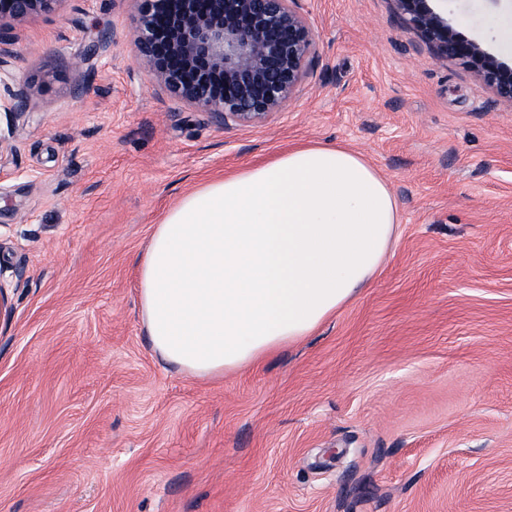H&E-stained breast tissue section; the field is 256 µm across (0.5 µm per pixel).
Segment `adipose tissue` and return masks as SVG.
Returning <instances> with one entry per match:
<instances>
[{
	"label": "adipose tissue",
	"instance_id": "1",
	"mask_svg": "<svg viewBox=\"0 0 512 512\" xmlns=\"http://www.w3.org/2000/svg\"><path fill=\"white\" fill-rule=\"evenodd\" d=\"M387 182L341 146L304 145L186 195L138 274L152 350L193 378L232 373L314 333L390 251Z\"/></svg>",
	"mask_w": 512,
	"mask_h": 512
}]
</instances>
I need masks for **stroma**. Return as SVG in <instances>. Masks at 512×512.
<instances>
[{
    "instance_id": "stroma-1",
    "label": "stroma",
    "mask_w": 512,
    "mask_h": 512,
    "mask_svg": "<svg viewBox=\"0 0 512 512\" xmlns=\"http://www.w3.org/2000/svg\"><path fill=\"white\" fill-rule=\"evenodd\" d=\"M303 4L302 90L253 127L138 67L135 0H58L11 24L0 95L25 90L28 111L0 161V512H512V104L392 0ZM429 6L512 66V0ZM306 144L388 181L399 224L380 272L298 344L185 375L138 307L155 224Z\"/></svg>"
}]
</instances>
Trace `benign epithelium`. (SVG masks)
Here are the masks:
<instances>
[{
	"label": "benign epithelium",
	"mask_w": 512,
	"mask_h": 512,
	"mask_svg": "<svg viewBox=\"0 0 512 512\" xmlns=\"http://www.w3.org/2000/svg\"><path fill=\"white\" fill-rule=\"evenodd\" d=\"M58 0H0V45L12 21L51 12ZM136 62L172 96L241 126L266 122L300 92L312 61L314 30L299 0H136ZM441 59L460 62L512 103V67L462 38L427 0H393ZM11 118L0 133V159L15 122L28 112L22 92L0 98Z\"/></svg>",
	"instance_id": "7a95c632"
}]
</instances>
